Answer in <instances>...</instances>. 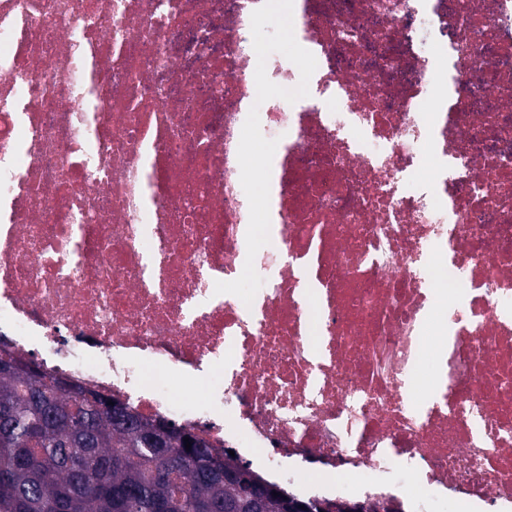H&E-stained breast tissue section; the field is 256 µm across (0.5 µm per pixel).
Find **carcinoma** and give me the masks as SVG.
Wrapping results in <instances>:
<instances>
[{
  "instance_id": "carcinoma-1",
  "label": "carcinoma",
  "mask_w": 512,
  "mask_h": 512,
  "mask_svg": "<svg viewBox=\"0 0 512 512\" xmlns=\"http://www.w3.org/2000/svg\"><path fill=\"white\" fill-rule=\"evenodd\" d=\"M0 359V512H224L249 488L282 512L284 491L173 425L38 372L3 373Z\"/></svg>"
}]
</instances>
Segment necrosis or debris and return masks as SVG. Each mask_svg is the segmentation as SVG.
I'll return each instance as SVG.
<instances>
[{
    "instance_id": "1",
    "label": "necrosis or debris",
    "mask_w": 512,
    "mask_h": 512,
    "mask_svg": "<svg viewBox=\"0 0 512 512\" xmlns=\"http://www.w3.org/2000/svg\"><path fill=\"white\" fill-rule=\"evenodd\" d=\"M1 356L512 512V0H0Z\"/></svg>"
}]
</instances>
